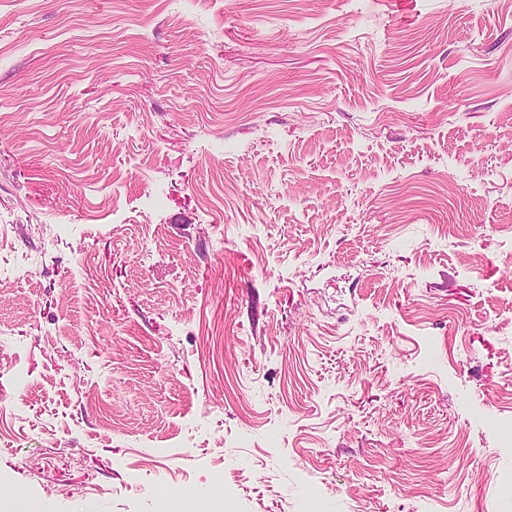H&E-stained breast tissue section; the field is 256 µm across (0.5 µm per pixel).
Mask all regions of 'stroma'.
<instances>
[{
	"mask_svg": "<svg viewBox=\"0 0 512 512\" xmlns=\"http://www.w3.org/2000/svg\"><path fill=\"white\" fill-rule=\"evenodd\" d=\"M3 224L0 506L512 512V0L1 5Z\"/></svg>",
	"mask_w": 512,
	"mask_h": 512,
	"instance_id": "35a3bbf8",
	"label": "stroma"
}]
</instances>
